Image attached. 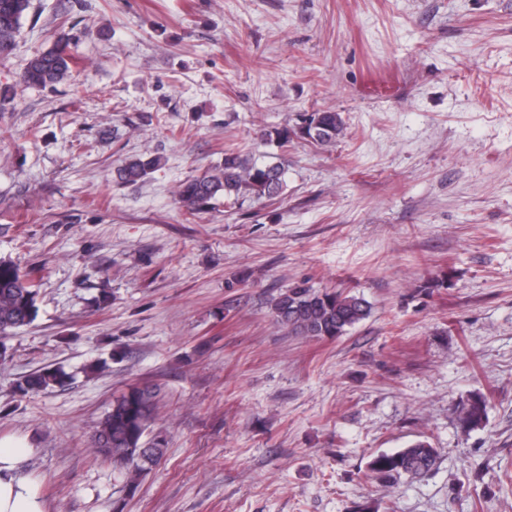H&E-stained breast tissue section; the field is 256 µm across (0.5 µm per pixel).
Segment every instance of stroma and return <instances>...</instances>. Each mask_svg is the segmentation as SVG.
Segmentation results:
<instances>
[{"label":"stroma","mask_w":512,"mask_h":512,"mask_svg":"<svg viewBox=\"0 0 512 512\" xmlns=\"http://www.w3.org/2000/svg\"><path fill=\"white\" fill-rule=\"evenodd\" d=\"M62 33L71 79L17 87ZM6 86L0 259L38 313L0 362V438L31 440L48 512H512V0H32ZM323 111L336 147L279 143ZM228 149L284 166L279 201L186 218L179 184ZM303 280L371 316L289 335L269 301ZM46 366L67 381L17 393ZM143 383L166 453L130 496L93 437ZM421 437L426 475L369 477ZM161 157H132L126 159L117 169V177L121 183L133 184L143 180L148 174L161 166Z\"/></svg>","instance_id":"1"}]
</instances>
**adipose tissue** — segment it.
I'll use <instances>...</instances> for the list:
<instances>
[{"mask_svg":"<svg viewBox=\"0 0 512 512\" xmlns=\"http://www.w3.org/2000/svg\"><path fill=\"white\" fill-rule=\"evenodd\" d=\"M32 452L27 438H0V512H47L37 479L22 469Z\"/></svg>","mask_w":512,"mask_h":512,"instance_id":"ef3b65f1","label":"adipose tissue"}]
</instances>
